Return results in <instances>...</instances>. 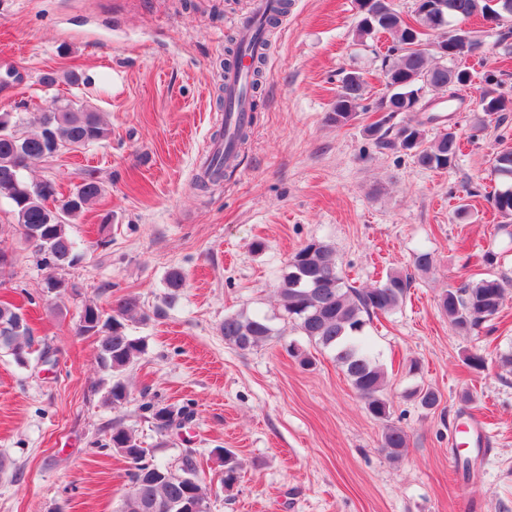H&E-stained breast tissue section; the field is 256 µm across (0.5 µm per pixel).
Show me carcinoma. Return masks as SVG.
<instances>
[{"label": "carcinoma", "instance_id": "1", "mask_svg": "<svg viewBox=\"0 0 512 512\" xmlns=\"http://www.w3.org/2000/svg\"><path fill=\"white\" fill-rule=\"evenodd\" d=\"M359 2L360 19L356 36L360 39L376 33L392 38V62L385 65L384 79L390 93L377 105L385 113L381 122L367 128L380 150H401L411 155L414 163L425 170L447 169L455 165L461 147L457 134L448 130L428 139L425 123L401 118L414 111L417 95L424 89L446 92L473 84V73L457 59L447 56L453 65L433 61L428 45L439 39V15L445 13L446 25H462L480 15L490 20V0H445L446 9L405 20L391 0ZM366 83L363 76L349 72L341 79V90L330 113V122L344 126L362 110ZM512 100L503 94L485 90L479 94L478 107L487 115L506 111ZM111 130L99 113L66 100L51 112L29 118L0 113V200L13 207L15 223L0 224V235L12 229L35 248L40 262L49 268L75 265L81 258L77 243L68 231L70 224L92 208L103 192L102 183L85 179L59 204L56 199V174H46L30 181L26 170L42 162L53 150L65 154L108 140ZM230 158L217 156L211 166L195 178L193 188L207 193L224 180V165ZM492 171L506 185L489 196L492 209L501 217L512 219V149H503L493 157ZM185 284L179 270H171L166 278L168 298L178 296ZM512 279L505 275H489L466 281L458 287L442 291L438 308L460 335L472 336L499 312L505 291ZM411 288L410 276L390 272L371 288L346 285L338 268L335 248L324 241H310L301 246L287 261L278 293L283 316L300 335L317 347L334 353L336 362L345 370L358 397L368 413L382 421L390 417V403L385 395L386 377L364 333L373 316L388 314L399 308ZM141 311L138 298L127 294L112 304V314L104 316L96 305L88 304L81 311L78 330L82 335L98 337V362L112 374L109 390L112 406L123 405L128 397L125 384L118 379L134 360L144 352V342L127 332L126 322ZM224 342L246 351L272 341L276 333L270 320L257 314L237 312L224 316L220 327ZM33 337L24 313L7 302H0V350H7L19 364L26 361ZM409 396L426 410L441 404V394L431 387H417ZM156 427L169 429L168 418L176 414L187 420L192 412L186 408L148 404ZM405 432L393 425L384 427L381 447L387 456L397 459L406 448ZM130 464L128 490L120 512H207L206 496L198 476L194 451L182 455L179 470L157 463L148 457L147 449L132 432L119 426L112 430L103 444ZM224 471L220 485L230 490L239 478L234 454L226 448H215Z\"/></svg>", "mask_w": 512, "mask_h": 512}]
</instances>
